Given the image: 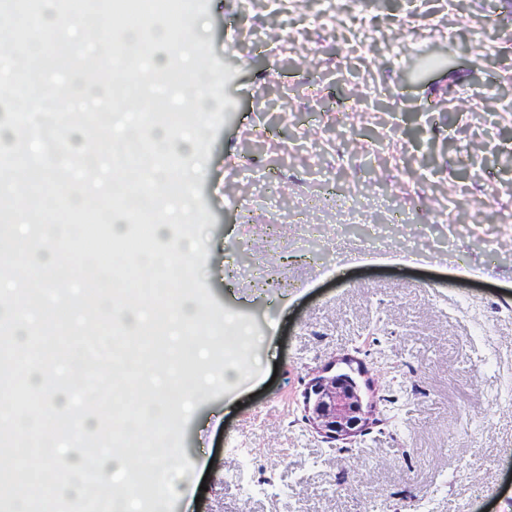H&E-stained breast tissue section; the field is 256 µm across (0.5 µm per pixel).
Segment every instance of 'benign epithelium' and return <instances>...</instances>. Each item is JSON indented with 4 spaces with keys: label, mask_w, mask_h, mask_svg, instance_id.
<instances>
[{
    "label": "benign epithelium",
    "mask_w": 512,
    "mask_h": 512,
    "mask_svg": "<svg viewBox=\"0 0 512 512\" xmlns=\"http://www.w3.org/2000/svg\"><path fill=\"white\" fill-rule=\"evenodd\" d=\"M356 372L326 368L303 392L304 419L329 443H350L373 423L376 404Z\"/></svg>",
    "instance_id": "obj_1"
}]
</instances>
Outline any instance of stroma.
<instances>
[{"label":"stroma","mask_w":512,"mask_h":512,"mask_svg":"<svg viewBox=\"0 0 512 512\" xmlns=\"http://www.w3.org/2000/svg\"><path fill=\"white\" fill-rule=\"evenodd\" d=\"M352 7L374 29L357 57L333 32L331 0H207L191 21L231 102L202 133L197 277L220 311L242 316L250 367L230 390L197 395L181 426L193 469L175 479L172 508L153 512L512 507V19L496 0ZM427 56L444 63L412 76ZM350 82L359 100L345 98ZM460 197L467 230L452 238L448 203ZM351 205L386 227L391 260L368 266L346 247L333 259L315 242L293 259L295 218L325 229ZM395 209L439 238L409 266ZM346 358L377 415L342 447L306 423L302 392ZM242 467L279 493L247 495L228 478Z\"/></svg>","instance_id":"stroma-1"}]
</instances>
